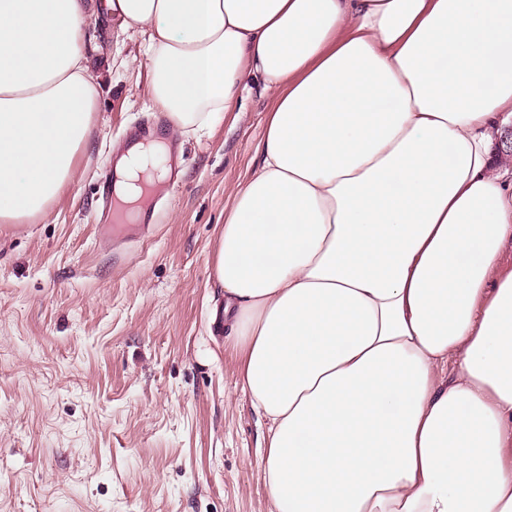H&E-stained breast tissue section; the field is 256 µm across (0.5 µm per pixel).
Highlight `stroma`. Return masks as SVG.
I'll list each match as a JSON object with an SVG mask.
<instances>
[{"instance_id": "obj_1", "label": "stroma", "mask_w": 512, "mask_h": 512, "mask_svg": "<svg viewBox=\"0 0 512 512\" xmlns=\"http://www.w3.org/2000/svg\"><path fill=\"white\" fill-rule=\"evenodd\" d=\"M90 33L111 71L75 177L36 223L0 224V512H268L266 426L212 316L229 191L260 162L273 100L254 87L208 133L170 132L181 171L159 220L113 251L98 186L156 105L148 69L125 65L142 36L108 14Z\"/></svg>"}]
</instances>
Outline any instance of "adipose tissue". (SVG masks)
Returning <instances> with one entry per match:
<instances>
[{
    "label": "adipose tissue",
    "mask_w": 512,
    "mask_h": 512,
    "mask_svg": "<svg viewBox=\"0 0 512 512\" xmlns=\"http://www.w3.org/2000/svg\"><path fill=\"white\" fill-rule=\"evenodd\" d=\"M196 137L251 84L262 161L215 254L268 512H512V0H108ZM97 0H0V223L99 110ZM128 203L166 180L128 162Z\"/></svg>",
    "instance_id": "1"
}]
</instances>
